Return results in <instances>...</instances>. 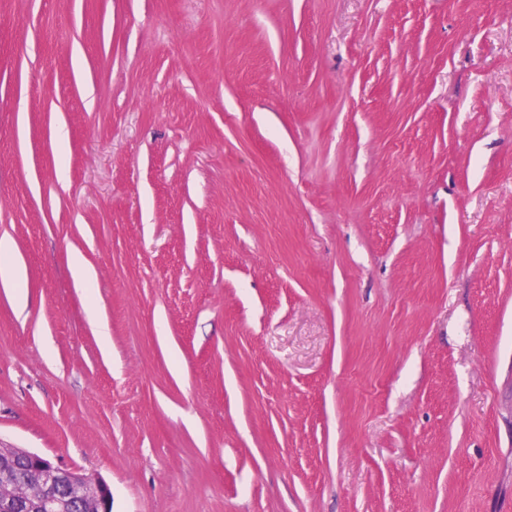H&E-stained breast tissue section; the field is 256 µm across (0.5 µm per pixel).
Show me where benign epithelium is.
<instances>
[{"label": "benign epithelium", "mask_w": 512, "mask_h": 512, "mask_svg": "<svg viewBox=\"0 0 512 512\" xmlns=\"http://www.w3.org/2000/svg\"><path fill=\"white\" fill-rule=\"evenodd\" d=\"M25 459L23 481L29 494L17 500L10 493L16 460ZM0 512H112V489L23 448H0Z\"/></svg>", "instance_id": "7a95c632"}]
</instances>
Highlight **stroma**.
<instances>
[{"instance_id":"1","label":"stroma","mask_w":512,"mask_h":512,"mask_svg":"<svg viewBox=\"0 0 512 512\" xmlns=\"http://www.w3.org/2000/svg\"><path fill=\"white\" fill-rule=\"evenodd\" d=\"M3 236L112 512H512V0H0Z\"/></svg>"}]
</instances>
